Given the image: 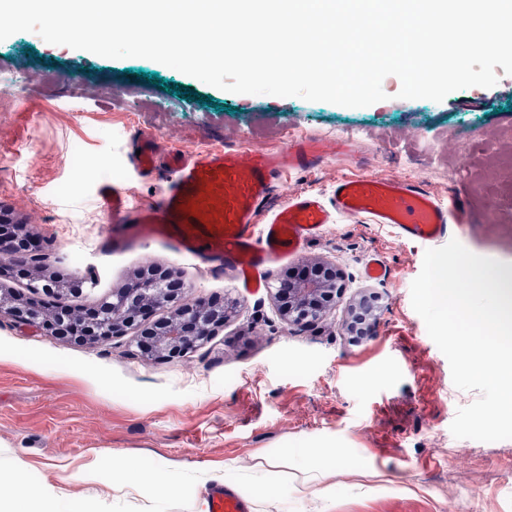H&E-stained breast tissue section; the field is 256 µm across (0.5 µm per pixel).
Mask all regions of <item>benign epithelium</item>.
Wrapping results in <instances>:
<instances>
[{
	"mask_svg": "<svg viewBox=\"0 0 512 512\" xmlns=\"http://www.w3.org/2000/svg\"><path fill=\"white\" fill-rule=\"evenodd\" d=\"M39 247L40 243L33 239L27 242V247L21 253L0 234V255L11 256L14 265H26V253L35 252ZM338 288L336 267L328 263H314L303 274L285 273L275 288L274 299L280 303L281 316L288 325L304 327L314 319L328 316L330 307L323 304L322 296H334ZM181 293L183 288L175 273L169 272L163 278L145 273L140 279L112 291L111 332L99 334L96 328L98 318L92 315L73 319L71 329L83 339L106 341L136 324L150 311L173 305ZM366 304L367 300L358 299L350 305L345 321L348 332H353L354 321L362 312L368 317L369 325L375 324L376 308L368 309ZM3 308L23 321L41 325L51 336L63 335V331L44 316H32L33 306L23 300L7 302L0 294V310ZM226 317V311L216 310L204 303L177 307L166 320L143 330L141 352L181 358L207 342L214 330L224 324Z\"/></svg>",
	"mask_w": 512,
	"mask_h": 512,
	"instance_id": "7a95c632",
	"label": "benign epithelium"
}]
</instances>
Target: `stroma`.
<instances>
[{
  "instance_id": "1",
  "label": "stroma",
  "mask_w": 512,
  "mask_h": 512,
  "mask_svg": "<svg viewBox=\"0 0 512 512\" xmlns=\"http://www.w3.org/2000/svg\"><path fill=\"white\" fill-rule=\"evenodd\" d=\"M139 70L182 85L184 95L137 79ZM11 76L23 78V90L6 87ZM382 88L386 100L359 108L235 94L150 59L106 58L33 32L0 41V135L29 101L45 105L26 146L0 148V225L12 199H24L28 228L45 245L26 271L0 277V293H27L26 272L39 267L85 281L66 295L81 313L140 272L172 269L184 283L182 303H234L211 340L172 361L144 356L136 327L79 342L1 313L0 460L94 512H199L209 486L198 471L229 463L247 475L265 458L278 461L283 484L252 502V512H512V439H458L450 431L458 409L478 394L454 386L447 358L412 307L426 243L340 216L298 257L269 266L267 286L255 294L158 243L118 254L101 248L111 229L96 204L101 184L127 187L141 203L159 196V185L128 163L132 135H169L177 146L237 137L256 150L317 136L350 140L353 157L293 172L275 202L292 187L329 194L342 173L400 175L443 201L469 196L474 221L454 239L474 254L512 261V212L489 224L483 207L488 190L512 181V75L440 102L399 98L392 75ZM190 90L213 105L188 100ZM375 254L386 272L369 279L364 265ZM313 260L336 264L344 290L325 320L299 330L282 320L273 290L284 272ZM372 293L381 297L377 324L352 342L348 306ZM323 447L349 465L327 467L318 483L303 486L298 449ZM115 455L134 457L156 483H178L179 494L79 479L84 465L104 470Z\"/></svg>"
}]
</instances>
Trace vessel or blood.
I'll return each instance as SVG.
<instances>
[{
	"mask_svg": "<svg viewBox=\"0 0 512 512\" xmlns=\"http://www.w3.org/2000/svg\"><path fill=\"white\" fill-rule=\"evenodd\" d=\"M38 117L34 103L20 112L9 142L25 146ZM130 148L137 175L161 181V197L143 204L129 191L101 185L98 205L116 227L108 247L116 252L135 243L160 242L216 273L232 271L249 292L264 287L266 267L298 256L339 215H364L394 227L405 240L420 242L445 240L452 225L472 219L466 202L457 198L444 206L421 182L401 176H340L326 197L292 188L278 208L269 209L284 176L350 153L351 143L342 139L304 137L283 149L256 151L238 139L225 140L220 148H175L158 136L140 134ZM207 499L209 512H250L249 504L226 486L210 488Z\"/></svg>",
	"mask_w": 512,
	"mask_h": 512,
	"instance_id": "1",
	"label": "vessel or blood"
}]
</instances>
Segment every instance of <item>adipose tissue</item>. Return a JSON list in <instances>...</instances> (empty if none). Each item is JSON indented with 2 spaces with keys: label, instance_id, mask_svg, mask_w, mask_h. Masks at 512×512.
<instances>
[{
  "label": "adipose tissue",
  "instance_id": "adipose-tissue-1",
  "mask_svg": "<svg viewBox=\"0 0 512 512\" xmlns=\"http://www.w3.org/2000/svg\"><path fill=\"white\" fill-rule=\"evenodd\" d=\"M8 484L9 495H0V512H89L88 504L69 498L49 484H34L12 467H0V484Z\"/></svg>",
  "mask_w": 512,
  "mask_h": 512
}]
</instances>
